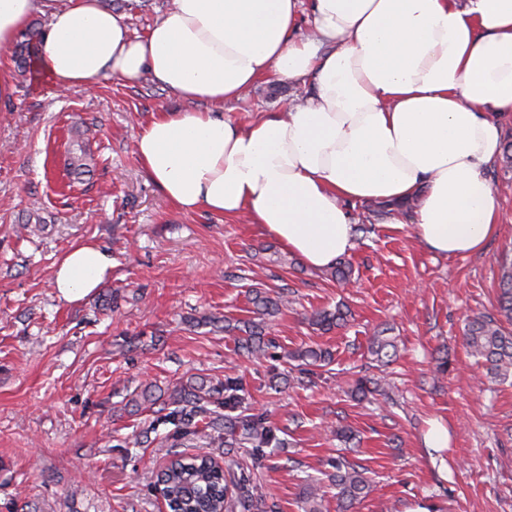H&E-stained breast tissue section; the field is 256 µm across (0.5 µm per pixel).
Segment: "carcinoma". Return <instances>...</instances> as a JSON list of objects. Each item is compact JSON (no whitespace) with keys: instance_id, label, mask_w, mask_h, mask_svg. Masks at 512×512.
I'll list each match as a JSON object with an SVG mask.
<instances>
[{"instance_id":"obj_1","label":"carcinoma","mask_w":512,"mask_h":512,"mask_svg":"<svg viewBox=\"0 0 512 512\" xmlns=\"http://www.w3.org/2000/svg\"><path fill=\"white\" fill-rule=\"evenodd\" d=\"M41 28L34 25L22 34L14 51L18 71L22 75H34L32 69L33 41L38 39ZM80 154L71 157L72 173L79 176L91 172L92 158L86 149L79 148ZM352 265L339 259L330 267V276L338 282L349 281ZM253 317L242 320L224 317V331L240 332L235 337L238 354L259 359L266 355L270 343L265 340L267 319L288 306L285 295L274 297L261 291L251 298ZM347 311L338 306L335 310H314L308 321L328 331L343 324ZM512 324V270L505 273L500 283L497 310L494 313H480L467 317L463 329V340L470 355L481 364L491 381H506L512 378V331L506 325ZM369 352L382 366L397 356L396 340L379 334L371 338ZM293 357L319 365L331 358L330 352L319 347L308 346L293 354ZM384 389L382 380L364 377L355 387V395L365 398ZM240 387L232 377L207 388L201 384L182 385L168 395L172 410L167 414L169 423L175 425V436L186 438L226 440L229 444L248 445L253 448L255 459L263 456V449L277 448L281 439L276 429L267 424L264 417L256 414H238L236 410L242 401ZM160 397L155 389L146 386L135 392L129 405L135 407L154 405ZM170 458L162 482L170 512H243L264 507V496L253 485L251 475L239 479L236 486L238 496L231 495L229 482L224 470L218 468L214 458L207 453L187 456L179 451H170ZM330 485L336 489L338 512H352L355 506L367 498L373 490L366 469L349 463L344 457L336 459L334 472L329 475ZM325 491L317 481H311L303 490L304 512H322Z\"/></svg>"}]
</instances>
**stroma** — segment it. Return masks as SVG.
Wrapping results in <instances>:
<instances>
[{"instance_id":"1","label":"stroma","mask_w":512,"mask_h":512,"mask_svg":"<svg viewBox=\"0 0 512 512\" xmlns=\"http://www.w3.org/2000/svg\"><path fill=\"white\" fill-rule=\"evenodd\" d=\"M170 0H117L131 31L145 35ZM0 105V512H160L156 474L172 432L162 404L131 411V393L236 378L251 412L286 434L287 447L216 448L225 471H252L273 512H303L306 483L326 479L341 443L325 425L358 435L347 460L367 468L372 493L357 512H512V386L486 377L466 351V314L493 311L501 263L512 260V167L488 176L501 215L498 234L475 255L445 258L413 231L412 207L391 221L377 204L350 207L371 224L347 258L351 285L330 280L245 219L176 208L149 180L135 139L153 114L196 111L144 79L106 81L61 93L45 76L15 75ZM308 84L267 76L224 116L246 126L305 102ZM88 129L96 165L75 176L69 151ZM40 233L16 237L18 224ZM97 243L112 274L78 301L53 283L73 245ZM281 292L288 306L270 318L268 358L233 352L234 338L211 320L247 318L251 292ZM347 304L346 326H312L315 309ZM390 329L399 352L385 371L390 398L357 401L354 381L376 370L367 352ZM313 346L332 354L323 367L291 360ZM449 359L438 372L437 359ZM448 445L429 447L431 422Z\"/></svg>"}]
</instances>
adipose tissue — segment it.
Wrapping results in <instances>:
<instances>
[{
  "label": "adipose tissue",
  "instance_id": "ef3b65f1",
  "mask_svg": "<svg viewBox=\"0 0 512 512\" xmlns=\"http://www.w3.org/2000/svg\"><path fill=\"white\" fill-rule=\"evenodd\" d=\"M175 0L145 35L99 0L50 12L39 62L55 88L151 79L221 105L266 75L311 82L307 102L241 128L216 112L154 114L135 150L181 211L247 216L316 269L354 247L348 204L416 200L412 222L447 257L480 252L500 214L488 170L512 113V0ZM36 0H0V47ZM112 273L94 243L71 247L54 283L76 301Z\"/></svg>",
  "mask_w": 512,
  "mask_h": 512
}]
</instances>
